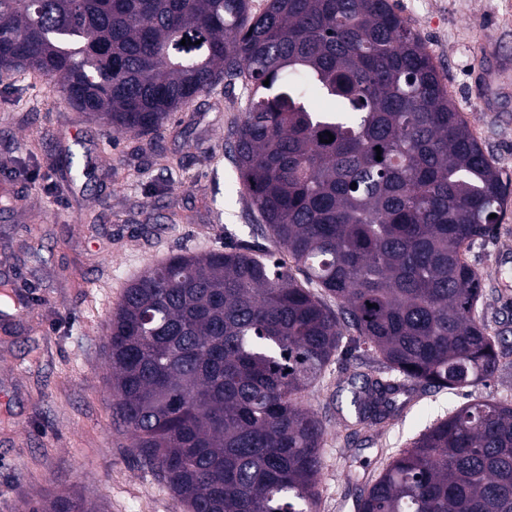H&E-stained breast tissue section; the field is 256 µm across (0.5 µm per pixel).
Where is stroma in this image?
<instances>
[{
    "label": "stroma",
    "mask_w": 512,
    "mask_h": 512,
    "mask_svg": "<svg viewBox=\"0 0 512 512\" xmlns=\"http://www.w3.org/2000/svg\"><path fill=\"white\" fill-rule=\"evenodd\" d=\"M421 37L460 112L503 173L507 196L495 239L477 242L483 316L512 346V100L488 112L471 96L484 46L512 56V0H390ZM246 108L241 85H217L158 134L164 159L135 156L130 140L73 109L53 82L0 75V279L32 289L28 311L0 316V512L76 488L102 512H184L112 424L106 325L128 283L179 250L205 253L256 231L225 145ZM76 153L91 182H75ZM171 171H163V163ZM336 370L304 404L322 419L319 512H356L361 485L344 460L375 462L407 447L464 403L445 391L414 399L384 432L348 446L333 399Z\"/></svg>",
    "instance_id": "35a3bbf8"
}]
</instances>
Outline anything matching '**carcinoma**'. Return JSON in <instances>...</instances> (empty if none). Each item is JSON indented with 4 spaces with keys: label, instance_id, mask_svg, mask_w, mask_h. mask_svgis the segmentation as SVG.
Masks as SVG:
<instances>
[{
    "label": "carcinoma",
    "instance_id": "1",
    "mask_svg": "<svg viewBox=\"0 0 512 512\" xmlns=\"http://www.w3.org/2000/svg\"><path fill=\"white\" fill-rule=\"evenodd\" d=\"M0 71L54 82L154 156L197 96L247 91L228 153L274 249L174 253L107 327L112 420L186 512H318L324 424L301 398L358 353L382 368L346 381L354 438L419 387L469 401L380 450L357 512H512V402L471 396L506 338L467 260L505 187L389 0H0ZM28 512L100 507L64 489Z\"/></svg>",
    "mask_w": 512,
    "mask_h": 512
}]
</instances>
